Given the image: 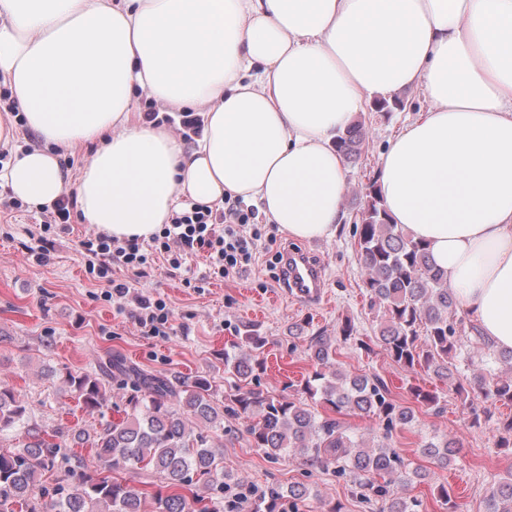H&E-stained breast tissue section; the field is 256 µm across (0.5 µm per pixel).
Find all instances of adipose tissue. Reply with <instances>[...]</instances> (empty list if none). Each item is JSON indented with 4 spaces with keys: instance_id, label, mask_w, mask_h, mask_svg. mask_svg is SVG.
Segmentation results:
<instances>
[{
    "instance_id": "ef3b65f1",
    "label": "adipose tissue",
    "mask_w": 512,
    "mask_h": 512,
    "mask_svg": "<svg viewBox=\"0 0 512 512\" xmlns=\"http://www.w3.org/2000/svg\"><path fill=\"white\" fill-rule=\"evenodd\" d=\"M0 82L39 141L12 196L74 189L84 223L150 239L179 199L256 204L288 237L346 219L334 142L374 98L423 89L378 165L392 223L429 251L485 339L512 349V0H0ZM194 110L185 148L137 95ZM94 145L77 179L62 161Z\"/></svg>"
}]
</instances>
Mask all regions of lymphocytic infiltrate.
Segmentation results:
<instances>
[{"label":"lymphocytic infiltrate","instance_id":"lymphocytic-infiltrate-1","mask_svg":"<svg viewBox=\"0 0 512 512\" xmlns=\"http://www.w3.org/2000/svg\"><path fill=\"white\" fill-rule=\"evenodd\" d=\"M262 224L254 206L242 198L225 196L224 207L216 211L194 205L172 216L149 241L139 238L118 240L103 232L89 234L80 246L86 271L107 285L102 296L115 302L126 297L127 283L114 280L113 266L141 272L153 255H162L172 269H180L188 256L202 252L210 275L227 278L249 267L255 258Z\"/></svg>","mask_w":512,"mask_h":512}]
</instances>
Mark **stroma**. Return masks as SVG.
Wrapping results in <instances>:
<instances>
[{
  "mask_svg": "<svg viewBox=\"0 0 512 512\" xmlns=\"http://www.w3.org/2000/svg\"><path fill=\"white\" fill-rule=\"evenodd\" d=\"M403 108L378 112L366 107L358 116L365 130L361 156L348 166V189L343 206L349 217L336 234L311 241L288 238L277 225L266 228L256 259L236 276L213 279L201 288L186 287V279L201 278L203 257H191L181 269H172L156 258L143 276L113 268L114 279L128 283L123 303L101 299L102 287L85 272L77 244L91 225L72 213L70 234L56 237L48 261L29 251L38 247L46 219L40 208H8L11 193L0 185V386L15 388L31 418L40 424H65L93 430L100 416L115 418L124 392L112 387L104 414L83 410L65 392L60 381L42 376L46 367L58 371L94 373L108 354L115 353L148 373L192 377L204 375L219 394L229 392L235 380L224 372L225 351H243L239 340L243 326L252 325L265 340L258 373L259 387L274 395H300L312 370L306 350L310 336L338 337L345 323L355 327L351 341L337 345V358L346 371L379 375L388 383L396 401L414 406L416 421L394 433L392 444L420 471L418 478L399 486L401 495L417 499L422 512H444L437 498L438 486H447L458 512H483L487 489L512 470V448L498 445L497 428L512 417V407L476 396L480 417H472L455 392L425 371L409 372L387 356L378 341L377 310L371 309L357 260L352 217L370 183L375 179L381 154L402 124L427 110L421 90L406 91ZM311 252L323 268L325 299L306 304L280 296L266 260L280 249ZM166 300L172 313V330L166 336L144 332L129 315L139 297ZM437 392L441 409L415 406L412 388ZM232 433L223 440L224 468L239 485L264 488L266 484H307L310 495L304 512H328L339 505L342 512H370L349 484L332 472L306 473L297 457L273 463L253 448L243 417H228ZM450 435L460 453L448 468L423 458L419 450L433 437Z\"/></svg>",
  "mask_w": 512,
  "mask_h": 512,
  "instance_id": "obj_1",
  "label": "stroma"
}]
</instances>
